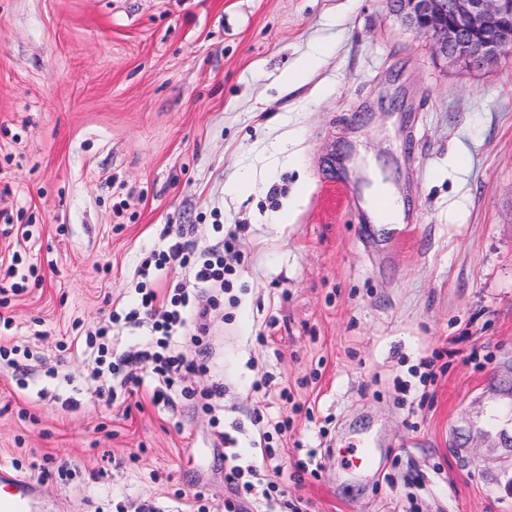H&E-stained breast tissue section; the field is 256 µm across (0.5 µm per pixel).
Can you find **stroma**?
<instances>
[{
	"instance_id": "obj_1",
	"label": "stroma",
	"mask_w": 512,
	"mask_h": 512,
	"mask_svg": "<svg viewBox=\"0 0 512 512\" xmlns=\"http://www.w3.org/2000/svg\"><path fill=\"white\" fill-rule=\"evenodd\" d=\"M361 155L402 223H370ZM216 224L242 231L196 398L98 394L76 332L132 299L163 226ZM17 250L38 276L0 347L35 361L0 359V464L66 512L223 504V453L264 443L287 475L315 457L288 485L303 512H512V54L468 70L387 0H0V261ZM423 361L434 380L396 391ZM259 413L290 425L260 436ZM360 441L377 467L352 474Z\"/></svg>"
}]
</instances>
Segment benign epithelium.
<instances>
[{
  "label": "benign epithelium",
  "mask_w": 512,
  "mask_h": 512,
  "mask_svg": "<svg viewBox=\"0 0 512 512\" xmlns=\"http://www.w3.org/2000/svg\"><path fill=\"white\" fill-rule=\"evenodd\" d=\"M435 53L480 70L512 51V0H389Z\"/></svg>",
  "instance_id": "1"
}]
</instances>
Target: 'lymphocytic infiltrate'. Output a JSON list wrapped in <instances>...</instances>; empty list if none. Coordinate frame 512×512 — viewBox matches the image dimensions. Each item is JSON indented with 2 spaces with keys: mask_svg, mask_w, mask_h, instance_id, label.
Segmentation results:
<instances>
[{
  "mask_svg": "<svg viewBox=\"0 0 512 512\" xmlns=\"http://www.w3.org/2000/svg\"><path fill=\"white\" fill-rule=\"evenodd\" d=\"M239 232L228 231L205 247L170 239L166 249L158 252L153 267L140 268L135 291L138 301L113 309L109 322L86 333L84 352L88 357V378L98 391L133 393L144 383L154 384V403L171 404L173 393L183 398L195 395L188 386V376L209 370L212 349L206 341L210 330L211 309L196 300L198 290L208 291L211 300L221 297L229 286L237 255ZM181 271L168 295L158 296L151 286L153 277ZM150 324L155 340L135 351H117L113 326ZM262 465L226 464L224 481L233 492L224 501V512H240L249 503L254 512H274L278 497L286 490L282 483L268 477L271 452H263Z\"/></svg>",
  "mask_w": 512,
  "mask_h": 512,
  "instance_id": "lymphocytic-infiltrate-1",
  "label": "lymphocytic infiltrate"
}]
</instances>
